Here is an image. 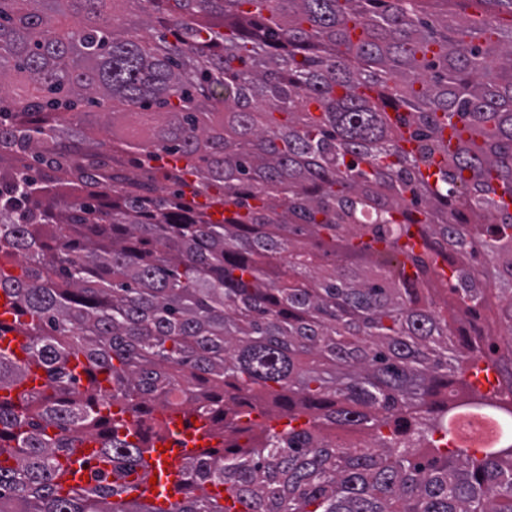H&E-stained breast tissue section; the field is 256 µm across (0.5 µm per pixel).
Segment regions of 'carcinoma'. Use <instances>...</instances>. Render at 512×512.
I'll return each instance as SVG.
<instances>
[{
	"label": "carcinoma",
	"instance_id": "cac0c4a2",
	"mask_svg": "<svg viewBox=\"0 0 512 512\" xmlns=\"http://www.w3.org/2000/svg\"><path fill=\"white\" fill-rule=\"evenodd\" d=\"M502 6L0 0V332L26 339L0 352V512H512V401L470 382L463 322L512 333ZM261 394L286 427L241 444ZM182 407L219 444L162 509L126 478ZM468 412L496 447L456 445ZM348 425L368 444L322 435ZM66 461L89 480L64 491ZM454 436L467 448H494L502 436L499 423L477 413L459 414L453 419Z\"/></svg>",
	"mask_w": 512,
	"mask_h": 512
}]
</instances>
